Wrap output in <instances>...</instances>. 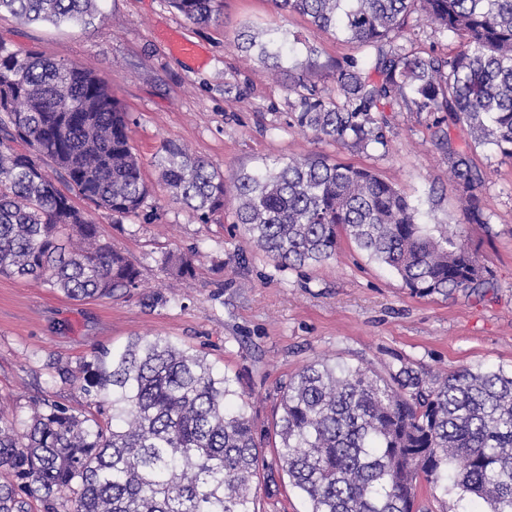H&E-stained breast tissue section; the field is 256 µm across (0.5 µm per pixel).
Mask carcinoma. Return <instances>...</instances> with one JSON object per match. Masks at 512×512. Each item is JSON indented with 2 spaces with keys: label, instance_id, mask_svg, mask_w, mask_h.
I'll return each instance as SVG.
<instances>
[{
  "label": "carcinoma",
  "instance_id": "cac0c4a2",
  "mask_svg": "<svg viewBox=\"0 0 512 512\" xmlns=\"http://www.w3.org/2000/svg\"><path fill=\"white\" fill-rule=\"evenodd\" d=\"M217 0H168L197 24ZM322 31L341 32L362 56L336 64V94L311 83L308 63L286 90L290 126L347 149L387 146L394 106L446 112L474 143L512 159V0H271ZM26 23L89 25L97 0H0ZM461 40L442 57L399 43L412 14ZM237 47L270 69L284 46L242 34ZM24 149H17L18 145ZM459 192V223L487 224L484 174L470 145L441 129ZM154 166L171 198L202 222L224 210V173L172 139ZM237 223L278 268L336 256L347 238L410 293L448 295L487 281L462 233L434 235L418 208L375 171L306 156L234 178ZM151 195L127 113L105 80L0 44V275L32 278L70 299L139 287L140 270L100 240L91 211L119 223ZM79 197L88 205L80 208ZM195 256L162 267L185 278ZM82 389L96 410L75 414L43 399L22 419L0 413V512H257L268 432L239 400L238 380L162 336L96 351ZM276 464L308 512H417V481L512 512V371L461 369L444 377L401 368L383 377L323 360L280 386Z\"/></svg>",
  "mask_w": 512,
  "mask_h": 512
}]
</instances>
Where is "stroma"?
Listing matches in <instances>:
<instances>
[{
    "mask_svg": "<svg viewBox=\"0 0 512 512\" xmlns=\"http://www.w3.org/2000/svg\"><path fill=\"white\" fill-rule=\"evenodd\" d=\"M98 7L99 17L84 29L28 25L2 11L0 43L99 74L128 113L152 195L143 213L121 223L103 211L94 218L101 239L139 266L141 286L128 295L75 301L39 282L0 275L1 410L25 413L44 398L87 410L90 399L80 389L86 360L137 336L167 337L237 377L246 411L261 426L280 415L281 382L314 360L383 375L404 366L434 375L512 369V159L473 146L490 220L459 224L462 203L433 144L441 113H387V145L365 152L320 141L289 127L282 83L235 46L249 30L309 43L316 49L311 79L330 92L337 63L358 55L356 43L277 11L271 0H222L205 25L167 0H99ZM409 26L414 52L445 56L459 48L419 16ZM173 35L194 43L198 57L172 52ZM166 139L229 181L311 155L372 168L417 204L420 223L460 227L489 282L474 292L415 296L345 240L333 260L277 269L235 224L234 194L205 223L170 199L152 164ZM190 251L199 254L192 276L175 280L161 268V258ZM257 509L307 512L308 504L277 469L260 482Z\"/></svg>",
    "mask_w": 512,
    "mask_h": 512,
    "instance_id": "35a3bbf8",
    "label": "stroma"
}]
</instances>
